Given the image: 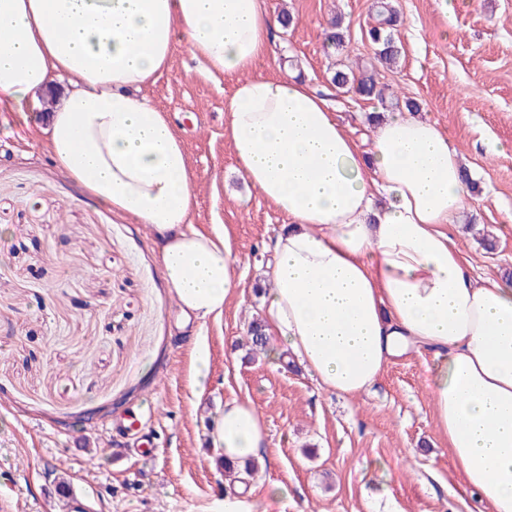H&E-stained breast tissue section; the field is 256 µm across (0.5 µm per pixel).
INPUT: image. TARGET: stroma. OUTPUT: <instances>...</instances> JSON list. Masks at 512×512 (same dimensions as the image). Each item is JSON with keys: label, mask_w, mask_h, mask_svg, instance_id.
Segmentation results:
<instances>
[{"label": "stroma", "mask_w": 512, "mask_h": 512, "mask_svg": "<svg viewBox=\"0 0 512 512\" xmlns=\"http://www.w3.org/2000/svg\"><path fill=\"white\" fill-rule=\"evenodd\" d=\"M265 2L293 22L257 73L323 90L363 143L366 113L419 102L476 183L449 233L479 272L512 274V0H391L401 55L378 70L384 99L369 101L331 87L325 29L342 15L345 63L373 65L376 0ZM232 89L181 45L143 90L184 142L194 226L225 231L239 258V288L203 329L211 364L199 399L149 228L50 162L47 110L0 122V512H59L62 477L84 512H207L224 493L209 424L232 398L251 400L269 432L258 496L288 489L269 512H482L437 426L431 352L394 360L369 394L344 399L243 347L260 315L263 246L287 218L237 171L224 137Z\"/></svg>", "instance_id": "35a3bbf8"}]
</instances>
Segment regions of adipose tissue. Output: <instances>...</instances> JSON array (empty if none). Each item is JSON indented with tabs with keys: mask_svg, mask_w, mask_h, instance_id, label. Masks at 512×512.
<instances>
[{
	"mask_svg": "<svg viewBox=\"0 0 512 512\" xmlns=\"http://www.w3.org/2000/svg\"><path fill=\"white\" fill-rule=\"evenodd\" d=\"M274 26L264 0H0V112H50L47 149L67 177L147 225L184 321L220 315L238 283L221 231L197 206L173 123L137 97L177 39L236 78L224 135L249 185L289 219L266 248L268 356L288 354L324 390L355 398L411 349L434 354L438 428L486 512H512V282L475 278L448 234L467 194L458 154L433 122L387 112L363 149L307 83L254 75ZM236 465L209 512H266L243 464L269 436L252 402L211 421Z\"/></svg>",
	"mask_w": 512,
	"mask_h": 512,
	"instance_id": "ef3b65f1",
	"label": "adipose tissue"
}]
</instances>
